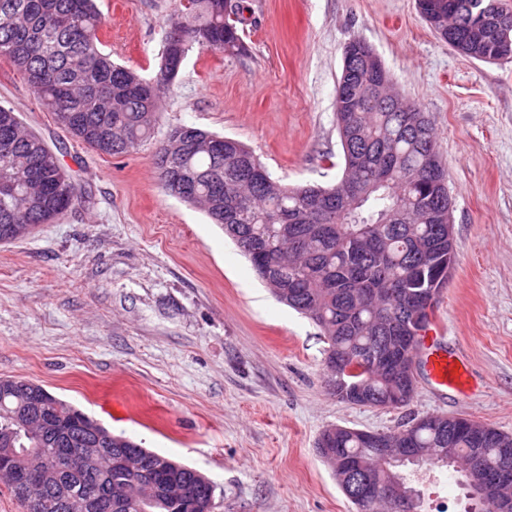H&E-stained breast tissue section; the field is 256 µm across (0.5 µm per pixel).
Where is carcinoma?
I'll return each instance as SVG.
<instances>
[{
    "mask_svg": "<svg viewBox=\"0 0 512 512\" xmlns=\"http://www.w3.org/2000/svg\"><path fill=\"white\" fill-rule=\"evenodd\" d=\"M482 7L492 0H416L430 28L462 55L479 61L495 53L479 35L448 38L440 19L448 2ZM244 6L224 15V0L177 3L165 35L158 69L149 78L116 64L101 48L104 18L94 0H0V57L24 76L42 106L61 128L99 154L120 155L149 140L162 118L160 103L180 61L169 42H183L220 55L245 48ZM365 41L348 43L336 87V126L343 151V176L330 187H289L273 179L259 158L228 138L224 151L205 148L214 134L188 126L170 129L155 152L163 189L200 208L248 258L258 277L283 304L319 328L325 359L336 371L362 382L370 405L389 400L397 383L376 367L373 356L389 330L403 326L412 300L428 287L439 257L426 250L434 240L432 213L448 209V170L437 160L432 123L404 100L387 103L386 68L373 62ZM83 202L80 189L46 141L24 129L13 109L0 105V240L29 235ZM448 422L437 415L382 434L388 448H414L421 459L447 467L459 464L461 484L479 451L490 470L512 465L501 443L488 439L476 449L465 437L451 460L439 458ZM318 452L338 484L342 457H358L378 474L374 452L358 430L334 425L321 433ZM103 449L98 462L69 469L61 455L91 444ZM39 455L49 497L83 500L111 495L121 512H181L189 494L198 512H211L213 482L198 470L112 433L96 419L42 385L0 378V451Z\"/></svg>",
    "mask_w": 512,
    "mask_h": 512,
    "instance_id": "cac0c4a2",
    "label": "carcinoma"
}]
</instances>
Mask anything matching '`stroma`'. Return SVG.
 Instances as JSON below:
<instances>
[{"mask_svg":"<svg viewBox=\"0 0 512 512\" xmlns=\"http://www.w3.org/2000/svg\"><path fill=\"white\" fill-rule=\"evenodd\" d=\"M96 4L102 49L152 75L175 0ZM245 4V52L190 49L153 139L118 156L73 140L0 59V104L85 197L0 243V377L40 383L196 468L216 487L214 512H355L317 451L327 426L385 432L443 414L512 434V61L463 56L416 0ZM358 37L429 115L453 197L455 268L428 333L467 360L469 385L440 391L422 371L397 408L333 396L318 328L276 300L204 212L167 195L154 165L158 141L186 125L242 142L282 184H335L336 79ZM406 475L422 512H466L453 469Z\"/></svg>","mask_w":512,"mask_h":512,"instance_id":"stroma-1","label":"stroma"}]
</instances>
